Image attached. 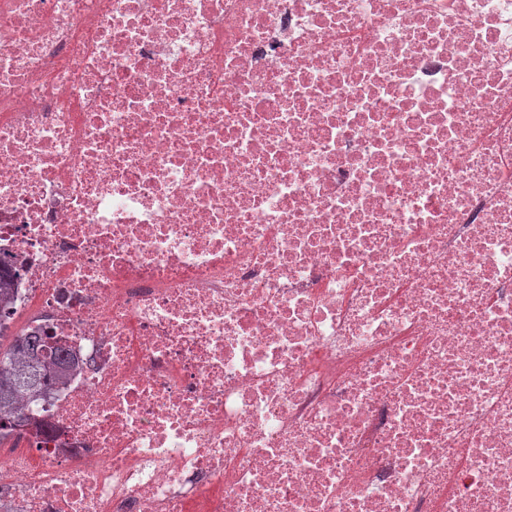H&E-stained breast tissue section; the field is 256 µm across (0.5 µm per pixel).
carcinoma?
Returning a JSON list of instances; mask_svg holds the SVG:
<instances>
[{"label":"carcinoma","mask_w":512,"mask_h":512,"mask_svg":"<svg viewBox=\"0 0 512 512\" xmlns=\"http://www.w3.org/2000/svg\"><path fill=\"white\" fill-rule=\"evenodd\" d=\"M16 279L15 271L0 270V322L13 316L10 305ZM7 335L8 346H0V441L28 421L23 401L43 396L73 366V359L50 336L24 329L9 335L0 329V341Z\"/></svg>","instance_id":"cac0c4a2"}]
</instances>
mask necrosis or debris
I'll return each mask as SVG.
<instances>
[{"mask_svg":"<svg viewBox=\"0 0 512 512\" xmlns=\"http://www.w3.org/2000/svg\"><path fill=\"white\" fill-rule=\"evenodd\" d=\"M0 264V512H512V0H0ZM17 279V273L10 269L0 270V325L2 321L13 319V311L11 308V300L15 288H12ZM5 336H9L10 341ZM52 339L25 329L7 334L0 327L1 442L7 439L9 432L28 421L23 401L42 397L74 364L73 358Z\"/></svg>","mask_w":512,"mask_h":512,"instance_id":"4bbe7bcc","label":"necrosis or debris"}]
</instances>
